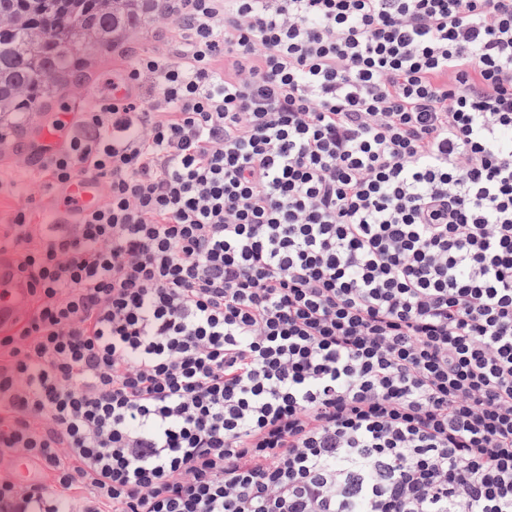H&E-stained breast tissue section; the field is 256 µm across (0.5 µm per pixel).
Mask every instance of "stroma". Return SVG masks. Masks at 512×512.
Masks as SVG:
<instances>
[{"label": "stroma", "instance_id": "stroma-1", "mask_svg": "<svg viewBox=\"0 0 512 512\" xmlns=\"http://www.w3.org/2000/svg\"><path fill=\"white\" fill-rule=\"evenodd\" d=\"M169 13H151L137 31L116 42L114 48L84 55L83 67L67 82L58 84L53 96L38 111L12 118L0 127V170L18 183L14 195L0 198V233L7 230L14 211L33 207L43 218H52L53 198L49 191L28 180L27 155L38 146L40 127L49 125L61 113L85 106L95 95L112 90L121 67L119 50L147 51L159 47V38L173 26Z\"/></svg>", "mask_w": 512, "mask_h": 512}]
</instances>
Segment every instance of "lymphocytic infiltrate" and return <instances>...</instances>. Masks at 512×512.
Returning <instances> with one entry per match:
<instances>
[{"mask_svg":"<svg viewBox=\"0 0 512 512\" xmlns=\"http://www.w3.org/2000/svg\"><path fill=\"white\" fill-rule=\"evenodd\" d=\"M171 11L0 237V512H512V0ZM62 202L54 224H75L77 212L96 207L104 197V187L99 180L90 177H77L62 188L53 190ZM30 303V288L18 279L0 252V330L11 327Z\"/></svg>","mask_w":512,"mask_h":512,"instance_id":"obj_1","label":"lymphocytic infiltrate"}]
</instances>
